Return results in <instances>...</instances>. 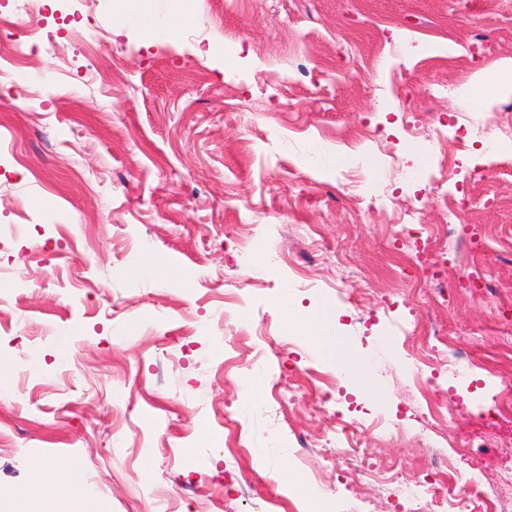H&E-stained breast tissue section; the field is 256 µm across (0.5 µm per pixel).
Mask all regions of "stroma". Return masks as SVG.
I'll return each instance as SVG.
<instances>
[{
  "label": "stroma",
  "instance_id": "35a3bbf8",
  "mask_svg": "<svg viewBox=\"0 0 512 512\" xmlns=\"http://www.w3.org/2000/svg\"><path fill=\"white\" fill-rule=\"evenodd\" d=\"M166 2L43 0L0 39V512H440L366 473L433 479L435 448L501 485L512 445L484 460L467 395L430 415L414 367L440 328L512 384V91L457 97L512 62V0H184L174 41L137 27ZM419 223L462 226L430 259L492 293L437 297ZM352 358L368 380L311 385Z\"/></svg>",
  "mask_w": 512,
  "mask_h": 512
}]
</instances>
